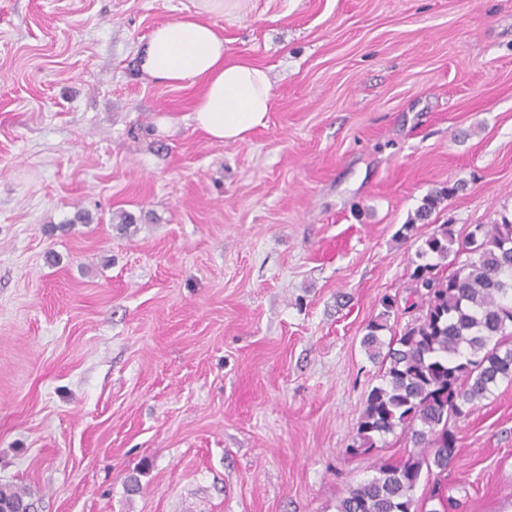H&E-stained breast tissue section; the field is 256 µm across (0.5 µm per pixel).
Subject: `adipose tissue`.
Masks as SVG:
<instances>
[{
    "instance_id": "1",
    "label": "adipose tissue",
    "mask_w": 512,
    "mask_h": 512,
    "mask_svg": "<svg viewBox=\"0 0 512 512\" xmlns=\"http://www.w3.org/2000/svg\"><path fill=\"white\" fill-rule=\"evenodd\" d=\"M198 14L157 25L138 51L140 69L157 82H202L196 126L219 142L245 140L265 126L273 94L265 68L224 58V37L204 17L223 14L224 0H199Z\"/></svg>"
}]
</instances>
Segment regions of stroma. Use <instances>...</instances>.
<instances>
[{
  "label": "stroma",
  "mask_w": 512,
  "mask_h": 512,
  "mask_svg": "<svg viewBox=\"0 0 512 512\" xmlns=\"http://www.w3.org/2000/svg\"><path fill=\"white\" fill-rule=\"evenodd\" d=\"M196 2L0 0V484L37 512H336L410 451L350 450L366 325L436 225L512 212V0H228L274 97L234 143L138 68ZM451 429L447 512H512V382ZM451 190H436L431 192L429 195L424 198V202L422 206L417 210L414 218L411 219V222L408 224H403L399 229L398 234L402 237H411L413 236V232L415 231L416 224H426L429 223L428 219L432 212L438 208V206L448 197V194Z\"/></svg>",
  "instance_id": "stroma-1"
}]
</instances>
